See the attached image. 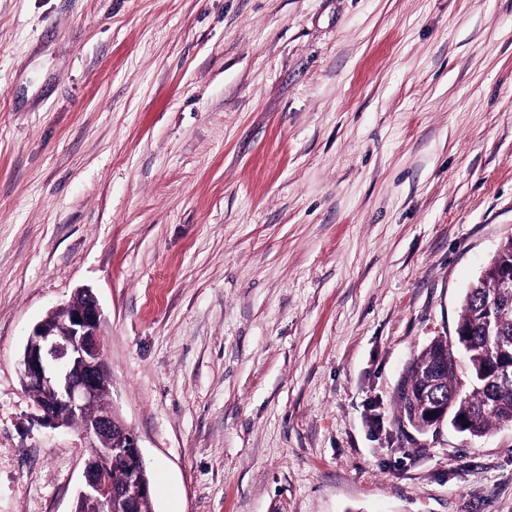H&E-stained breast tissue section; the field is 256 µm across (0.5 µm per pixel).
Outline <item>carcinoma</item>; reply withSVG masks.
I'll return each mask as SVG.
<instances>
[{"label":"carcinoma","mask_w":512,"mask_h":512,"mask_svg":"<svg viewBox=\"0 0 512 512\" xmlns=\"http://www.w3.org/2000/svg\"><path fill=\"white\" fill-rule=\"evenodd\" d=\"M512 266V242L499 249L467 289L454 341L438 338L412 361L397 395L402 416L416 431L430 422L416 402L427 392L431 402L448 405V420L482 437L494 428L512 427V289L499 286L496 271ZM439 363L432 375L422 368Z\"/></svg>","instance_id":"1"}]
</instances>
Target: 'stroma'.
Returning a JSON list of instances; mask_svg holds the SVG:
<instances>
[{
    "instance_id": "stroma-1",
    "label": "stroma",
    "mask_w": 512,
    "mask_h": 512,
    "mask_svg": "<svg viewBox=\"0 0 512 512\" xmlns=\"http://www.w3.org/2000/svg\"><path fill=\"white\" fill-rule=\"evenodd\" d=\"M511 242L512 0H0V512L74 510L81 288L155 512H512V428L396 403Z\"/></svg>"
}]
</instances>
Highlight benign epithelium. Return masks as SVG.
<instances>
[{
  "instance_id": "benign-epithelium-1",
  "label": "benign epithelium",
  "mask_w": 512,
  "mask_h": 512,
  "mask_svg": "<svg viewBox=\"0 0 512 512\" xmlns=\"http://www.w3.org/2000/svg\"><path fill=\"white\" fill-rule=\"evenodd\" d=\"M82 295L81 304L66 307L67 322L56 321L50 312L33 327L21 359L24 386L33 397L34 388H57L53 398L35 402L42 419L52 426H61L65 415L98 405L85 435L105 447L106 456L85 464L81 492L102 498L111 512H144L153 503L141 476L145 462L139 440L114 413L112 401L100 400L99 378L106 367L99 342L102 311L90 291ZM114 457L128 464V482L120 489L113 488L107 477Z\"/></svg>"
}]
</instances>
